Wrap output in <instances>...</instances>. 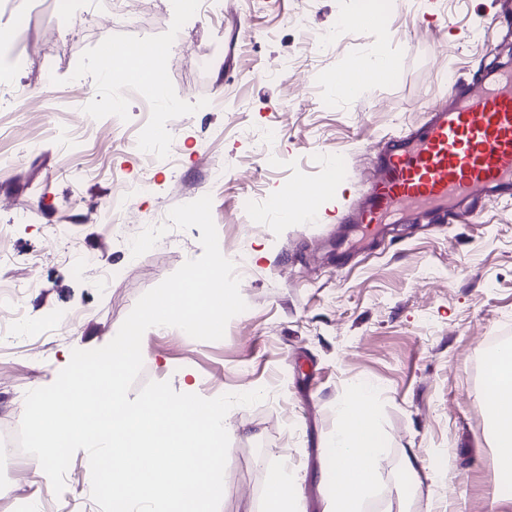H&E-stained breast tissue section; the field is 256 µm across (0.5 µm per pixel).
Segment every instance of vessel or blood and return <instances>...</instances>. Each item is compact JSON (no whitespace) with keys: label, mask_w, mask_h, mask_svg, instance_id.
Segmentation results:
<instances>
[{"label":"vessel or blood","mask_w":512,"mask_h":512,"mask_svg":"<svg viewBox=\"0 0 512 512\" xmlns=\"http://www.w3.org/2000/svg\"><path fill=\"white\" fill-rule=\"evenodd\" d=\"M451 106L417 130L392 137L379 175L348 219L377 234L409 213L448 214L486 202H512V68L483 72L478 87L450 85Z\"/></svg>","instance_id":"vessel-or-blood-1"}]
</instances>
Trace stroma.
I'll return each instance as SVG.
<instances>
[{
	"label": "stroma",
	"mask_w": 512,
	"mask_h": 512,
	"mask_svg": "<svg viewBox=\"0 0 512 512\" xmlns=\"http://www.w3.org/2000/svg\"><path fill=\"white\" fill-rule=\"evenodd\" d=\"M499 0H224V9L185 22L190 0H137L139 27L91 17L80 27L61 18L52 0H29V32L56 25L60 36L44 54L54 67L51 91L29 85L25 68L0 58V83L29 87V103L43 112L35 125L13 98L0 96V287L10 288L37 265V288L22 299L26 319L46 324L51 314L77 315L73 333L0 346V426L19 427L27 391L50 385L73 350L108 344L138 298L202 253L198 228L175 229L149 252L133 257L131 239L157 223L161 210L208 195L224 256L243 259L252 276L240 293L248 305L219 341H200L174 327H153L142 338L138 385L191 384L196 394L264 389L256 405L226 416L230 446L219 512H263L272 467L298 487L296 512H323L332 496L321 483L326 452L340 424L339 404L353 385L374 392L382 437L377 482L363 512H502V476L488 446V415L477 402L488 343L512 337V205L487 203L469 221L420 217L364 237L338 211L357 204L377 175L375 158L389 137L420 125L429 108L447 104V78L478 83L488 46L500 62L512 59V16ZM380 10L369 28L341 27L342 18ZM310 23L295 26L297 14ZM497 27H489L491 15ZM454 25L439 29L441 17ZM338 29L329 48L321 31ZM135 42L169 45L163 97L143 106L129 93L114 116L112 84L102 76L105 47ZM389 72L355 92L341 82L350 65L372 52ZM295 67L281 82L265 74L277 54ZM301 92L281 95L282 83ZM99 89L86 94L87 86ZM92 112L97 127L75 150L58 135L71 111ZM174 121L176 166L142 168L128 142L147 122ZM282 121L274 145L241 138V127ZM223 163V183L209 177ZM347 170L329 178L333 163ZM87 173L72 182V165ZM148 177L151 195L139 197L127 224L89 212L111 201L121 181ZM316 192L318 221L302 200L291 222L257 226L241 209L243 197L262 201L285 184ZM179 195H171V186ZM65 224L68 239L50 240ZM92 255L95 271L74 277L67 256ZM124 275L101 284L98 270ZM419 459V489L405 464ZM0 512H100L91 496L85 451H77L54 494L32 456L0 463Z\"/></svg>",
	"instance_id": "stroma-1"
}]
</instances>
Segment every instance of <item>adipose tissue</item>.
Here are the masks:
<instances>
[{"mask_svg":"<svg viewBox=\"0 0 512 512\" xmlns=\"http://www.w3.org/2000/svg\"><path fill=\"white\" fill-rule=\"evenodd\" d=\"M482 404L494 415L491 446L500 465L512 467V348L500 349L484 366ZM372 392L358 390L340 408L335 457L327 474L336 490L325 512H361L377 480L382 444L371 411Z\"/></svg>","mask_w":512,"mask_h":512,"instance_id":"adipose-tissue-1","label":"adipose tissue"}]
</instances>
